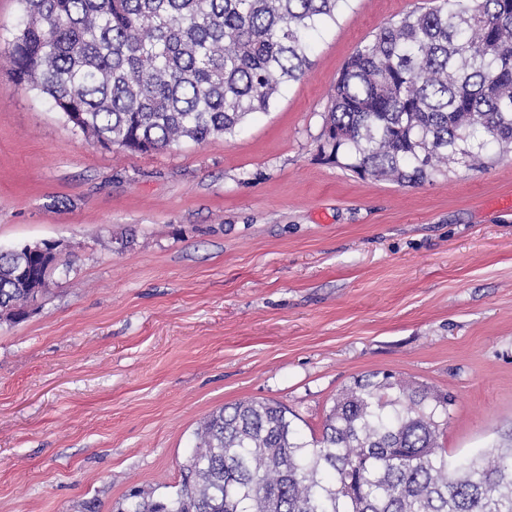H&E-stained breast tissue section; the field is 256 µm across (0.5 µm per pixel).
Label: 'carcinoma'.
I'll list each match as a JSON object with an SVG mask.
<instances>
[{"label":"carcinoma","mask_w":512,"mask_h":512,"mask_svg":"<svg viewBox=\"0 0 512 512\" xmlns=\"http://www.w3.org/2000/svg\"><path fill=\"white\" fill-rule=\"evenodd\" d=\"M15 81L85 139L131 153L234 136L311 67L307 36L350 0H18ZM512 153V0H434L382 27L334 85L318 154L421 185ZM0 250V317L46 290ZM454 396L373 373L307 440L276 400H242L194 432L176 490L118 512H512V434L451 468Z\"/></svg>","instance_id":"obj_1"}]
</instances>
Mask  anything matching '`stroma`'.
<instances>
[{"label":"stroma","instance_id":"1","mask_svg":"<svg viewBox=\"0 0 512 512\" xmlns=\"http://www.w3.org/2000/svg\"><path fill=\"white\" fill-rule=\"evenodd\" d=\"M422 4L351 0L237 136L129 155L16 83L0 0V248L64 246L0 319V512L160 496L214 410L274 399L317 432L376 372L453 394L449 462L512 432V159L403 187L317 154L344 63Z\"/></svg>","mask_w":512,"mask_h":512}]
</instances>
